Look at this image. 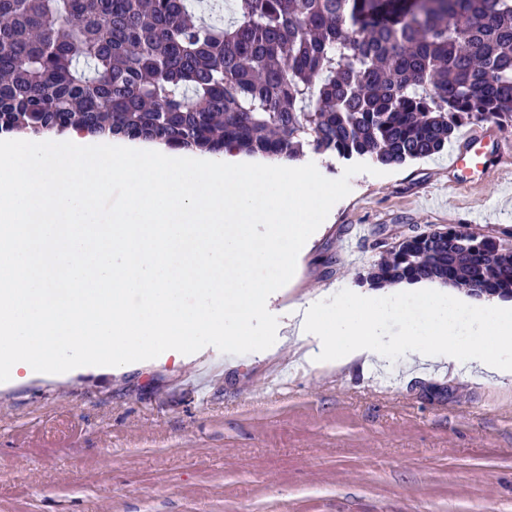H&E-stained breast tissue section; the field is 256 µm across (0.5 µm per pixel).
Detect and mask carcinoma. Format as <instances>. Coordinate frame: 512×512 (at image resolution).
Segmentation results:
<instances>
[{"label":"carcinoma","instance_id":"cac0c4a2","mask_svg":"<svg viewBox=\"0 0 512 512\" xmlns=\"http://www.w3.org/2000/svg\"><path fill=\"white\" fill-rule=\"evenodd\" d=\"M512 125V0H0V133L385 167ZM512 298V231L404 237L358 275Z\"/></svg>","mask_w":512,"mask_h":512}]
</instances>
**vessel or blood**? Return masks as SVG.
Returning a JSON list of instances; mask_svg holds the SVG:
<instances>
[{
    "mask_svg": "<svg viewBox=\"0 0 512 512\" xmlns=\"http://www.w3.org/2000/svg\"><path fill=\"white\" fill-rule=\"evenodd\" d=\"M503 151L496 126L487 125L466 134L450 158L449 170L456 184L464 185L488 174Z\"/></svg>",
    "mask_w": 512,
    "mask_h": 512,
    "instance_id": "obj_1",
    "label": "vessel or blood"
}]
</instances>
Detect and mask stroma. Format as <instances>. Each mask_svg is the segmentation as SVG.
Returning <instances> with one entry per match:
<instances>
[{
  "label": "stroma",
  "mask_w": 512,
  "mask_h": 512,
  "mask_svg": "<svg viewBox=\"0 0 512 512\" xmlns=\"http://www.w3.org/2000/svg\"><path fill=\"white\" fill-rule=\"evenodd\" d=\"M321 166L350 190L284 303L357 290L379 231L512 230V152L465 188L444 152ZM296 360L283 348L229 365L223 338L204 336L188 365L0 378V512H512V378Z\"/></svg>",
  "instance_id": "35a3bbf8"
}]
</instances>
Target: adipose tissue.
I'll list each match as a JSON object with an SVG mask.
<instances>
[{"label": "adipose tissue", "instance_id": "1", "mask_svg": "<svg viewBox=\"0 0 512 512\" xmlns=\"http://www.w3.org/2000/svg\"><path fill=\"white\" fill-rule=\"evenodd\" d=\"M52 158L0 137V369L123 366L149 351L183 360L199 337L227 354L264 350L253 321L345 187L318 166L232 151L194 153L71 129ZM125 189L111 218L99 198ZM403 321L400 337L388 330ZM281 342L307 364H446L507 378L512 305L473 307L434 284L401 282L335 307L283 313ZM473 337L470 345L462 337Z\"/></svg>", "mask_w": 512, "mask_h": 512}]
</instances>
